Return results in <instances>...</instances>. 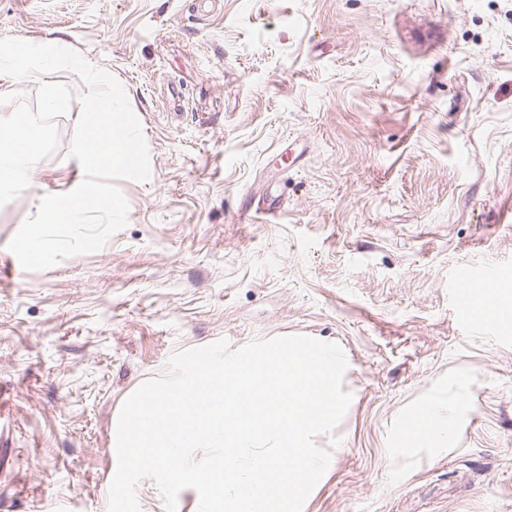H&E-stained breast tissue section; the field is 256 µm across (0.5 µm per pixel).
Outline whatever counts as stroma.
I'll return each instance as SVG.
<instances>
[{"label": "stroma", "mask_w": 512, "mask_h": 512, "mask_svg": "<svg viewBox=\"0 0 512 512\" xmlns=\"http://www.w3.org/2000/svg\"><path fill=\"white\" fill-rule=\"evenodd\" d=\"M6 38L112 74L151 179L119 181L101 250L11 272L38 197L83 179L75 101L0 206V512H108L125 400L184 350L280 335L348 362L303 512H512V322L454 299L512 278V0H0ZM431 402L451 441L401 447Z\"/></svg>", "instance_id": "1"}]
</instances>
